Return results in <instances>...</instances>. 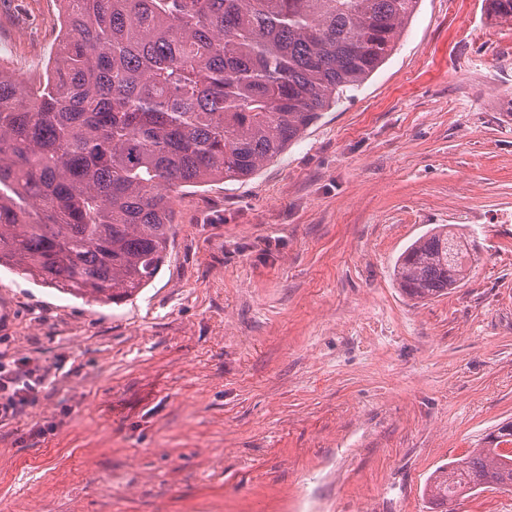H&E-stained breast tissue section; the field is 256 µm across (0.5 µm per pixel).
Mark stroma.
Here are the masks:
<instances>
[{"label":"stroma","mask_w":512,"mask_h":512,"mask_svg":"<svg viewBox=\"0 0 512 512\" xmlns=\"http://www.w3.org/2000/svg\"><path fill=\"white\" fill-rule=\"evenodd\" d=\"M55 0H0V70L42 81ZM128 302L0 267V359L49 368L0 423V512H430L438 466L512 422V25L419 0L392 54L243 182L186 187ZM439 224L479 263L392 275ZM452 224L433 228L412 242L398 257L394 275L401 291L411 299L425 300L448 294L464 282L471 253L464 235Z\"/></svg>","instance_id":"35a3bbf8"}]
</instances>
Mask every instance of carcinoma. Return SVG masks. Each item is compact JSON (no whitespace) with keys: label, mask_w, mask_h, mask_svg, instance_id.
Masks as SVG:
<instances>
[{"label":"carcinoma","mask_w":512,"mask_h":512,"mask_svg":"<svg viewBox=\"0 0 512 512\" xmlns=\"http://www.w3.org/2000/svg\"><path fill=\"white\" fill-rule=\"evenodd\" d=\"M46 81L0 74V267L120 304L158 275L172 193L251 178L388 58L418 0H62ZM512 20V0H487ZM451 225L398 257L411 299L464 282ZM439 466L424 494L512 490V422Z\"/></svg>","instance_id":"cac0c4a2"}]
</instances>
